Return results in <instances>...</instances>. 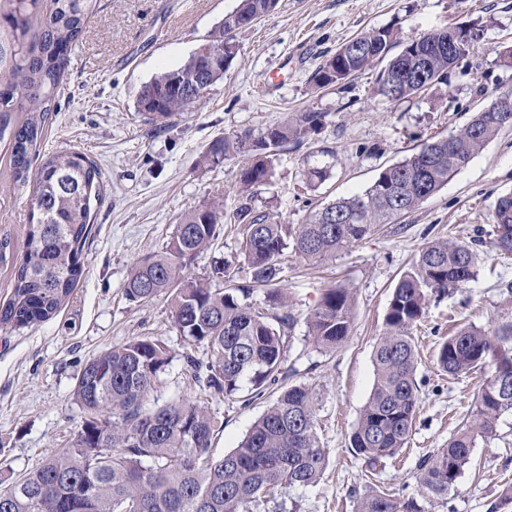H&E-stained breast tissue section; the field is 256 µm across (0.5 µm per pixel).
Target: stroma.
Returning <instances> with one entry per match:
<instances>
[{"label":"stroma","mask_w":512,"mask_h":512,"mask_svg":"<svg viewBox=\"0 0 512 512\" xmlns=\"http://www.w3.org/2000/svg\"><path fill=\"white\" fill-rule=\"evenodd\" d=\"M238 0H103L82 42L70 56L59 93L60 109L44 127L40 155L79 151L94 160L104 189L93 203L94 222L81 248L83 273L53 319L28 327L0 325V479L26 475L68 447L84 414L74 402L76 377L102 351L148 337L164 344L171 362L151 400L194 399L200 389L185 370L190 349L174 326L169 303L130 302L124 286L133 265L161 251L185 211L215 205L232 213L238 157L204 163L209 144L224 135L260 131L307 109L324 113L322 127L299 145L279 152L269 182L251 189L252 204L287 224L341 196L364 191L386 166L403 160L426 139L467 124L498 96L512 93V66L501 59L512 48V0H278L260 22L237 31L239 53L207 104L169 118L154 129L137 110L142 85L184 64ZM473 25L479 47L449 68L426 94L391 101L378 95L380 66L322 90L309 79L327 55L362 31L390 28L400 39L449 26ZM0 143V306L10 298L24 253L32 185H19ZM327 172L307 187L309 169ZM512 191V127L502 129L436 195L336 260L316 264L290 256L282 288L296 321L284 336V366L294 383L318 393L317 434L328 451L320 480L282 487L251 512H357L373 486L402 497L414 494L421 461L445 447L468 418L487 373L451 377L437 364L441 343L457 328H491L512 311V255L489 240L497 198ZM482 232L477 275L465 287L433 295L413 329L418 350L420 403L412 434L394 457L369 467L350 447V435L374 384L373 350L393 288L425 244ZM240 229L219 225L211 245L191 264L204 277L214 259L238 261ZM350 288L353 324L345 343L325 354L307 336L305 317L327 286ZM276 398H254L243 385L209 409L219 429L212 454L238 446ZM512 493V416L500 419L491 439L477 441L471 462L447 498L425 502V512H491Z\"/></svg>","instance_id":"1"}]
</instances>
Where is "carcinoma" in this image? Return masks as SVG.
I'll return each instance as SVG.
<instances>
[{
    "label": "carcinoma",
    "instance_id": "1",
    "mask_svg": "<svg viewBox=\"0 0 512 512\" xmlns=\"http://www.w3.org/2000/svg\"><path fill=\"white\" fill-rule=\"evenodd\" d=\"M0 0V20L10 46L0 44V141L11 146L13 178L26 183L45 121L60 104L59 84L68 52L82 38L100 0ZM273 0H240L183 65L145 83L137 110L163 121L205 104L236 57L233 32L265 17ZM448 27L402 44L377 78L389 100L417 95L444 77ZM398 43L388 28L363 31L316 70L318 88L341 84L383 60ZM224 50V57L215 51ZM202 91L192 97L185 83ZM25 112L19 123L15 113ZM324 113L307 110L291 121L213 140L204 163L219 165L237 156L254 161L239 176L240 200L233 222L244 227L239 257L250 280L235 279L232 263L213 260L200 279L188 272L196 255L215 237L224 213L214 206L179 218L162 251L137 262L125 283L135 303L165 295L180 335L203 347L209 359L185 356L195 383L210 398L232 397L243 382L261 397L288 378L283 371L284 328L291 313L271 315L248 299L266 287L271 306H284L281 289L288 252L315 262L336 259L386 224L411 213L448 184L450 177L507 127L512 112H478L464 127L425 141L404 160L383 168L363 192L336 198L310 213L302 224H282L252 208L247 191L267 183L273 161L286 145L298 144L323 125ZM101 170L76 151L44 159L36 174L26 251L15 272L10 300L0 323L27 326L57 314L82 274L80 247L91 223V205L100 197ZM492 244L512 254V195H501L492 214ZM479 238L432 240L393 289L385 332L373 351L374 385L351 435V448L370 466L395 456L412 433L419 409L416 349L412 336L433 293L462 288L475 279ZM307 335L326 352L344 343L352 328L348 289L336 285L306 317ZM440 367L458 376L486 366L491 375L479 390L469 418L441 448L419 465L416 483L425 500L442 499L455 488L470 462L477 439L496 435L499 419L512 414V318L491 330L464 326L442 342ZM170 362L167 347L149 338L113 346L82 368L73 398L84 420L70 447L42 461L19 480L0 485V512H250V506L280 487L317 482L327 462L316 432L317 392L305 384L284 388L237 448L220 458L209 454L216 422L208 407L174 399L149 406V395ZM358 512H423L413 497L404 500L371 488Z\"/></svg>",
    "mask_w": 512,
    "mask_h": 512
}]
</instances>
